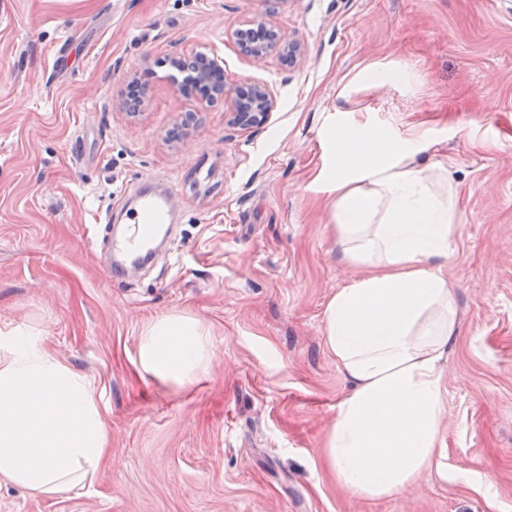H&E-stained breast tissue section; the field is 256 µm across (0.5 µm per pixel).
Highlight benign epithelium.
<instances>
[{
  "mask_svg": "<svg viewBox=\"0 0 512 512\" xmlns=\"http://www.w3.org/2000/svg\"><path fill=\"white\" fill-rule=\"evenodd\" d=\"M265 2V13L248 20L246 28L234 30L233 39L241 52L255 61L275 57L284 65H299L305 55L303 43L299 40H284L273 21L281 5L287 0ZM161 64L167 66V80L174 81L178 76L185 77V80L177 84V90L183 96L205 104L217 101L229 103L227 122L241 131L262 126L275 106V100L264 84L230 83L218 78V75L224 73L223 60L213 53L193 49L187 53L169 56ZM115 105L130 117L140 115L144 105V84L140 78L131 79L130 87L117 98Z\"/></svg>",
  "mask_w": 512,
  "mask_h": 512,
  "instance_id": "benign-epithelium-1",
  "label": "benign epithelium"
}]
</instances>
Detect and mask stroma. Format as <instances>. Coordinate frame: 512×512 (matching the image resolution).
<instances>
[{
  "label": "stroma",
  "instance_id": "obj_1",
  "mask_svg": "<svg viewBox=\"0 0 512 512\" xmlns=\"http://www.w3.org/2000/svg\"><path fill=\"white\" fill-rule=\"evenodd\" d=\"M263 0H0V330L35 327L101 395L108 450L54 497L0 481V512H512V0H287L295 68L242 55ZM270 89L261 127L180 95L164 68L135 118L112 101L143 60L191 49ZM197 115L181 141L166 135ZM429 132L460 186V326L443 367V453L370 502L340 488L322 438L346 393L324 349L329 297L360 272L330 227L332 130ZM173 189L168 255L111 280L99 221L141 182ZM183 313L210 334L181 392L141 377L140 337Z\"/></svg>",
  "mask_w": 512,
  "mask_h": 512
}]
</instances>
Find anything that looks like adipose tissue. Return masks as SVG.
I'll use <instances>...</instances> for the list:
<instances>
[{
  "mask_svg": "<svg viewBox=\"0 0 512 512\" xmlns=\"http://www.w3.org/2000/svg\"><path fill=\"white\" fill-rule=\"evenodd\" d=\"M327 179L342 260L361 274L326 302L321 334L348 385L322 442L338 482L367 500L413 485L438 461L458 333L457 288L437 263L460 219L447 167L420 162L432 139L399 141L348 126L334 134ZM212 358L199 320L167 314L144 330L136 366L177 389ZM108 429L92 383L34 331L0 333V480L55 496L94 482Z\"/></svg>",
  "mask_w": 512,
  "mask_h": 512,
  "instance_id": "ef3b65f1",
  "label": "adipose tissue"
}]
</instances>
